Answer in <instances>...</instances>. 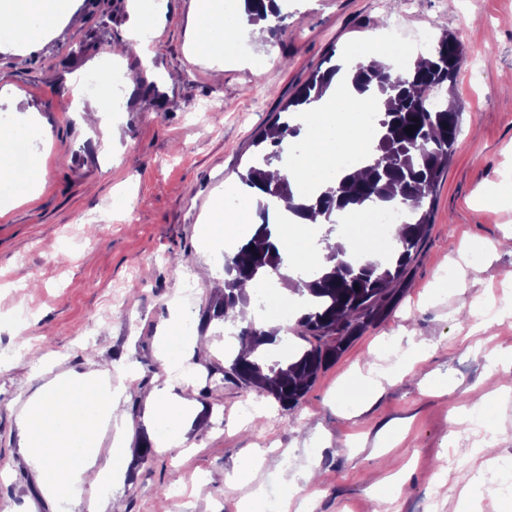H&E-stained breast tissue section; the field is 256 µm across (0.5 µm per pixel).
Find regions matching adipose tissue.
I'll return each mask as SVG.
<instances>
[{
    "mask_svg": "<svg viewBox=\"0 0 512 512\" xmlns=\"http://www.w3.org/2000/svg\"><path fill=\"white\" fill-rule=\"evenodd\" d=\"M201 13L210 29L195 45L200 59L208 60L219 53L224 36L246 43L260 41L265 33L264 23L250 22L246 13H239L232 29H224L223 0H200ZM166 11L164 0H151L141 5L133 0L129 7L126 39L141 44L151 34L157 20ZM0 13L9 17L16 43L32 40L36 35L52 31L60 21L57 0H23L20 8L0 6ZM390 49L372 38H365L355 59L339 71L322 98L304 105L303 110L312 120L304 124V138L309 143L306 153L291 167L302 175L318 177L321 188L333 186V178L326 172L334 163L336 154L358 150L367 140L365 110L385 111L386 99L359 92L354 77L359 67L376 64L390 66ZM289 165L275 162L268 171L283 174ZM257 195H249L235 204L234 216H227L223 204H215L207 224L202 228L204 237L216 241L245 243L258 224ZM307 221L287 216L280 223L278 236L288 252V263L299 266L310 262L332 268L334 259L328 252L313 246L301 233ZM125 385L99 384L96 373L54 381L42 386L37 397L29 401L21 425L20 438L23 457L38 469L41 483L54 496L72 500L81 496L85 487H98L104 479L123 480L128 470L131 450L126 436L113 438L104 467H96L92 432L98 416L120 417ZM192 401L188 394L160 391L150 396L148 419L157 426L168 427L172 438L184 436L189 428L186 410Z\"/></svg>",
    "mask_w": 512,
    "mask_h": 512,
    "instance_id": "adipose-tissue-1",
    "label": "adipose tissue"
}]
</instances>
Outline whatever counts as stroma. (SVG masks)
Masks as SVG:
<instances>
[{
  "mask_svg": "<svg viewBox=\"0 0 512 512\" xmlns=\"http://www.w3.org/2000/svg\"><path fill=\"white\" fill-rule=\"evenodd\" d=\"M128 0H61L49 34L14 45L0 36V119L18 127L16 98L36 112L30 150L44 161L0 220V512H56L22 461L24 403L45 383L98 369L125 393L122 428L133 448L112 512H242L255 487L280 495L297 479L289 512H498L472 458L486 439L512 460V375L490 396L491 356L512 351V253L487 244L512 232V0H284L286 18L244 62L202 61L198 0H168L146 51L115 68L131 81L121 111L83 121L73 79L97 72L125 36ZM396 19L425 50L443 33L463 44L456 83L462 131L440 180L429 233L408 267L397 304L322 370L293 411L212 370L227 367L224 323L194 329L204 358L184 344L180 381L199 409L189 447L150 446L146 398L170 377L156 339L177 308L193 320L215 294L214 246L201 233L212 206L240 180L252 140L326 58L343 61ZM119 136L102 142L110 129ZM28 308L15 324L14 310ZM258 408L238 423L242 405ZM483 407L491 431L453 424V410ZM261 453L252 482L232 481L238 460ZM399 474L397 498L375 482ZM182 499L168 502L174 478Z\"/></svg>",
  "mask_w": 512,
  "mask_h": 512,
  "instance_id": "stroma-1",
  "label": "stroma"
}]
</instances>
